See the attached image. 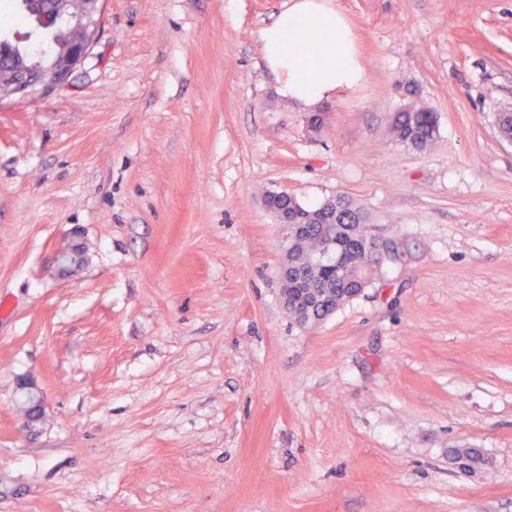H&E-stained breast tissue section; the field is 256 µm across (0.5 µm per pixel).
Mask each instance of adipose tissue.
Masks as SVG:
<instances>
[{
    "label": "adipose tissue",
    "mask_w": 512,
    "mask_h": 512,
    "mask_svg": "<svg viewBox=\"0 0 512 512\" xmlns=\"http://www.w3.org/2000/svg\"><path fill=\"white\" fill-rule=\"evenodd\" d=\"M260 41L279 94L304 109L365 81L354 32L335 0H288Z\"/></svg>",
    "instance_id": "ef3b65f1"
}]
</instances>
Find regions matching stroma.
<instances>
[{
	"label": "stroma",
	"instance_id": "obj_1",
	"mask_svg": "<svg viewBox=\"0 0 512 512\" xmlns=\"http://www.w3.org/2000/svg\"><path fill=\"white\" fill-rule=\"evenodd\" d=\"M284 2L104 0L0 101V512H512V0H335L366 80L318 135L262 58ZM267 190L403 262L297 325ZM76 1V8L84 20L82 25L84 38L74 45L70 53L58 59L55 66L50 69L13 74L7 81L0 79V101L9 98L22 102L29 97L42 94L67 80L87 58L98 36L101 13L99 3L103 0ZM396 139L406 146L425 148L436 137V115L426 108H410L397 112L393 119Z\"/></svg>",
	"mask_w": 512,
	"mask_h": 512
}]
</instances>
